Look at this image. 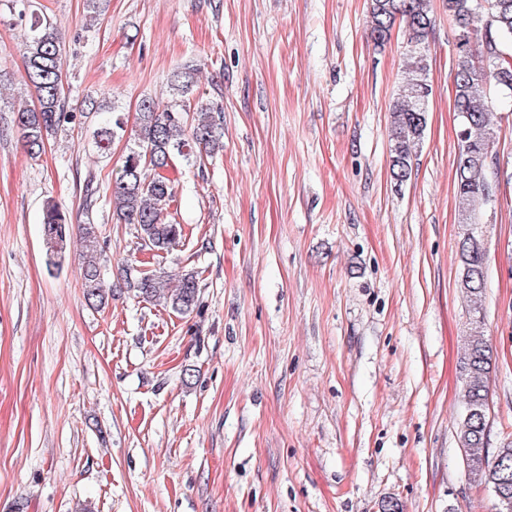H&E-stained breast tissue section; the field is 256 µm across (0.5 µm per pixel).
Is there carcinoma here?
<instances>
[{
  "label": "carcinoma",
  "instance_id": "1",
  "mask_svg": "<svg viewBox=\"0 0 512 512\" xmlns=\"http://www.w3.org/2000/svg\"><path fill=\"white\" fill-rule=\"evenodd\" d=\"M28 0H15V12L24 23L23 63L26 83L37 99L33 108L15 110L14 125L27 153L40 155L48 135L72 118L67 111L63 80L62 40L57 29L35 12ZM457 27L454 65V109L462 118L455 164L456 201L465 216L466 230L458 241V288L469 302L468 336L463 340L459 365L463 410L456 420V437L464 450L468 480L490 490L500 489L495 512H512V441L488 451L492 346L484 335L483 301L487 290L486 249L476 208L488 203L499 184L500 171L491 168L487 149L496 127V112L487 96L495 86L512 95V83H502L486 70L505 67L512 79V0H443ZM369 36L374 46L390 40L394 28L402 30L407 63L391 106L390 177L395 185L407 182L413 172L416 146L427 128L432 93L429 84L428 40L435 15L432 0H369ZM489 20L488 34L471 37L477 17ZM195 69L182 65L168 77L172 99L165 105L146 97L139 105V124L122 165L111 172L109 202L119 224L136 226L142 246L156 253L169 252L182 237V226L169 213L175 190L169 172L175 160L190 159L194 152L207 156L224 150V114L219 106L191 104ZM193 113L192 123L184 114ZM120 119L97 132V147L106 150L124 137ZM43 242L47 264L59 271L69 252L70 224L51 201L43 207ZM83 294L97 306L107 304L112 286L105 284L97 261L98 228H79ZM123 288L147 302H159L179 314L191 313L198 304V273L170 278L152 272L125 270Z\"/></svg>",
  "mask_w": 512,
  "mask_h": 512
}]
</instances>
